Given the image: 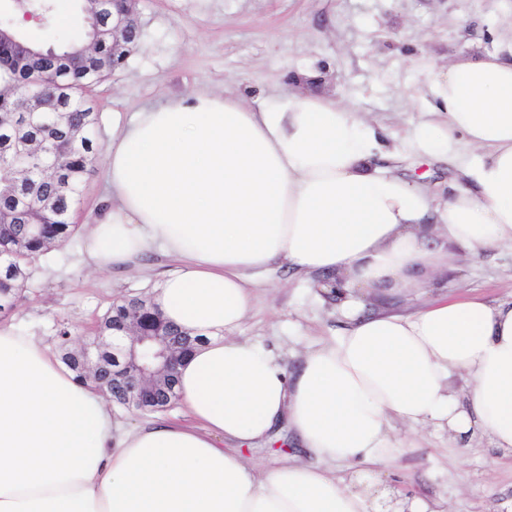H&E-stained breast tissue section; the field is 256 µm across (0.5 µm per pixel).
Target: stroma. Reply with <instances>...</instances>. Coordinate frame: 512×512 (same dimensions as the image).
Returning a JSON list of instances; mask_svg holds the SVG:
<instances>
[{"label": "stroma", "mask_w": 512, "mask_h": 512, "mask_svg": "<svg viewBox=\"0 0 512 512\" xmlns=\"http://www.w3.org/2000/svg\"><path fill=\"white\" fill-rule=\"evenodd\" d=\"M70 4L63 21L25 14L10 0H0V13L22 34L48 43L58 28L84 26L82 0ZM136 8L137 49L89 93L100 114L94 134L100 148H107L113 124L167 96L230 83L250 100L267 101L311 72L319 91L367 112L377 129L401 143L391 168L435 197L447 192L458 158L450 151L423 158L402 144L410 130L436 118L425 78L457 56L512 42V0H138ZM105 196L99 162L73 206L77 231L66 246L35 261L33 286L12 317L20 330L47 344H55L60 322L69 324L75 340L92 335L113 302L149 293L177 267L158 251L134 267L93 265L85 236ZM439 280L435 289L372 299L367 309L408 314L447 295L511 300L512 248L459 255ZM342 323L335 303L317 296L310 276L275 268L254 288L239 336L292 367L306 346L328 339ZM292 444L284 430L244 455L270 471L287 463ZM388 482L440 512H512V452L485 435L463 444L426 429L422 442L400 450Z\"/></svg>", "instance_id": "stroma-1"}]
</instances>
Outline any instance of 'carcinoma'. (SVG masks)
<instances>
[{
    "label": "carcinoma",
    "mask_w": 512,
    "mask_h": 512,
    "mask_svg": "<svg viewBox=\"0 0 512 512\" xmlns=\"http://www.w3.org/2000/svg\"><path fill=\"white\" fill-rule=\"evenodd\" d=\"M87 29L62 33L42 47L20 34L13 42H0V69L10 74V85L0 90V318L10 317L32 287L36 259L66 245L77 225L71 222L73 205L99 154L91 134L99 113L85 91L123 65L139 43L97 40L84 62L70 55L95 34L96 21L86 13ZM30 91L32 112L17 111L15 88ZM122 317L109 307L94 335L80 348H71L72 331L56 326L58 349L80 377L112 395V350L102 338L112 335V324ZM98 352L99 366H85L84 352ZM147 382L170 391L177 382L157 369Z\"/></svg>",
    "instance_id": "1"
}]
</instances>
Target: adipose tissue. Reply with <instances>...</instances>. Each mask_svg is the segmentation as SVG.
I'll return each mask as SVG.
<instances>
[{
  "label": "adipose tissue",
  "instance_id": "ef3b65f1",
  "mask_svg": "<svg viewBox=\"0 0 512 512\" xmlns=\"http://www.w3.org/2000/svg\"><path fill=\"white\" fill-rule=\"evenodd\" d=\"M311 79L259 105L232 90L173 95L113 131L109 205L87 250L106 266L157 247L179 261L151 297L198 339L178 375L196 424L118 431L103 393L2 318L0 512H435L386 482L410 430L512 451V300L364 312L456 255L512 247V44L427 79L441 121L413 143L466 160L438 204L385 167L364 113ZM277 266L318 277L346 319L292 369L237 337ZM283 427L296 459L250 465L243 448Z\"/></svg>",
  "mask_w": 512,
  "mask_h": 512
}]
</instances>
